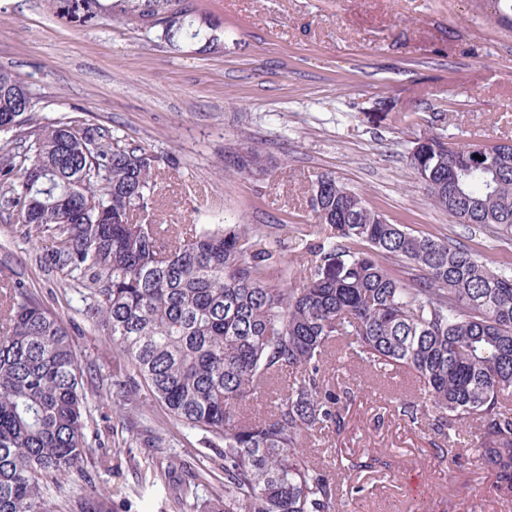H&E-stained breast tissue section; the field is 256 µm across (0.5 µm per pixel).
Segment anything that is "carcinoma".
Listing matches in <instances>:
<instances>
[{
    "label": "carcinoma",
    "instance_id": "obj_1",
    "mask_svg": "<svg viewBox=\"0 0 512 512\" xmlns=\"http://www.w3.org/2000/svg\"><path fill=\"white\" fill-rule=\"evenodd\" d=\"M98 8L85 4L86 19L135 23L176 50L223 49L195 0ZM37 104L0 68V219L48 242L40 262L81 295L151 401L224 460V483L205 497L196 475L180 480L178 512H336L337 476L384 465L308 456L309 441L345 424L348 403L324 370L336 349L377 373L415 372L435 411L400 404L411 423L429 416L440 435L476 423L481 464L512 497V264L493 269L450 238L392 224L326 173L308 206L329 233L305 243L315 261L293 288L279 225L138 223L166 159L65 114L43 119ZM406 162L433 208L512 236V143L471 150L425 133ZM225 167L267 171L252 148ZM276 380L267 413L250 416L259 384ZM90 391L108 396L111 384L85 388L68 322L1 274L0 512H58L48 491L83 469ZM81 512H112V494L89 493Z\"/></svg>",
    "mask_w": 512,
    "mask_h": 512
}]
</instances>
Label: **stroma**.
<instances>
[{"label":"stroma","instance_id":"35a3bbf8","mask_svg":"<svg viewBox=\"0 0 512 512\" xmlns=\"http://www.w3.org/2000/svg\"><path fill=\"white\" fill-rule=\"evenodd\" d=\"M198 2L221 22L223 53L176 51L126 24L84 26L59 0H0V66L28 81L40 115L80 116L173 158L157 223L283 224L289 240L314 241L324 227L312 220L309 189L330 173L392 223L452 239L495 268L512 258V239L435 210L405 161L410 141L429 131L465 144L512 140V27L488 0ZM246 146L265 155L268 176L225 169ZM42 246L0 222V268L71 320L83 362L123 370L79 295L41 267ZM325 371L354 400L344 430L313 440L312 456L331 448L386 462L352 478L339 512H512L479 461L474 426L444 437L397 412L399 399L421 394L412 373L376 375L338 353ZM131 429L161 446L114 448ZM87 437L83 469L57 493L62 512H76L92 488L111 491L112 512H175L164 475L199 467L204 450L141 391L123 408L90 397ZM447 441L455 455L436 454Z\"/></svg>","mask_w":512,"mask_h":512}]
</instances>
